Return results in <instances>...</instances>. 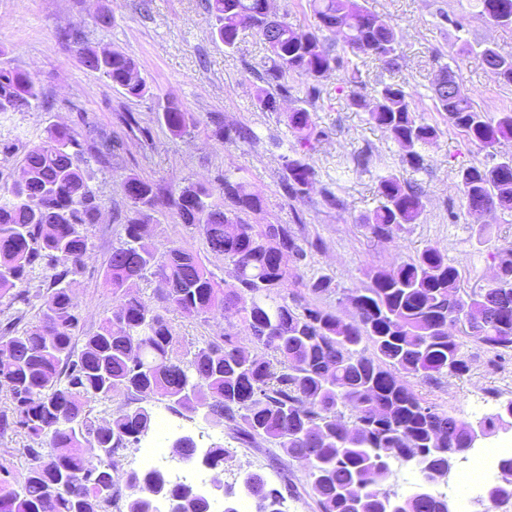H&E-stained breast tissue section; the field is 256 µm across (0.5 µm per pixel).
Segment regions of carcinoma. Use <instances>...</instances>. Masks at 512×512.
Listing matches in <instances>:
<instances>
[{
    "label": "carcinoma",
    "instance_id": "obj_1",
    "mask_svg": "<svg viewBox=\"0 0 512 512\" xmlns=\"http://www.w3.org/2000/svg\"><path fill=\"white\" fill-rule=\"evenodd\" d=\"M265 0H204L211 18V39L224 49L237 47L240 32L254 30L268 51L266 83L273 91L259 95L266 112L278 111L282 83L296 75L305 88L299 102L320 97V81L346 70L349 58L324 47L321 33L338 32L344 47L366 54L389 69L399 66V36L390 21L358 0H309L315 24L296 31L285 20L270 22ZM488 22L512 26V0H477ZM70 49L87 69L106 78L128 97L147 89L135 60L123 53L91 46L79 32L67 35ZM481 56L500 80L512 83V53L485 46ZM454 70L441 68L433 84L436 109L448 128L480 149L492 152L512 137V111L493 116L479 111L460 82L453 93L440 84ZM41 88L17 67L0 66V109L30 112L39 107ZM350 104L369 112L404 151L407 163L423 165L421 149L440 133L416 112L412 95L399 83H382L369 105L350 94ZM168 131L179 136L195 125L194 116L170 102L162 112ZM287 126L297 146L283 156L284 189L304 200L315 172L302 150L326 135L310 111L288 112ZM215 136L244 142L258 138L248 126L232 130L216 123ZM88 157L77 132L50 124L20 160L22 182L0 185V300L8 299L7 322L0 333V389L8 402L0 408V436L12 432L27 445L19 449L18 472L0 464V512H113L120 496L113 474L122 452L139 444L155 425L143 403L164 400L190 418L225 426L248 448L257 440L284 452L275 457L281 485L267 488L264 477L244 472L245 491L257 512H283L287 498L307 485L319 512H441L445 498L416 490L400 497L369 484L380 469L385 480L394 462L412 465L421 482L433 485L466 456L476 429L485 435L512 429V397L499 400L492 417L472 421L440 408L412 390L404 378L434 381L461 377L469 369L465 341L496 354L512 351V249L497 250L495 279L485 288H460L459 269L448 255L426 247L419 253L370 271L369 281L348 295L354 314L347 319L322 305L329 291L326 277L303 281L307 249L289 224H250L249 212L262 209L260 196L241 178L224 177L221 200L201 184L161 194L149 179L127 177L123 191L130 203L124 236L112 246L105 284L120 305L111 309L99 330L77 346L81 315L73 302L69 276L83 268L90 248L88 226L100 217L97 190L88 183ZM458 189L473 211L495 203L512 210V166L496 162L462 167ZM380 204L364 223L381 239H393L424 209L417 186L394 175L379 181ZM177 215L188 233L198 235L208 251L224 256L232 281L217 277L200 253L185 242L159 250L149 247L140 227ZM288 254L291 263L280 255ZM171 284L150 298L128 288L146 277ZM49 299L36 305L41 287ZM253 295L240 308V294ZM37 309L36 321H26ZM206 319L218 312L250 329L254 352L247 353L230 333L200 336L183 347L167 314ZM125 403L112 411L109 425L92 416L91 403L110 402L116 393ZM299 465L305 482H295ZM509 477L484 488L478 512L512 504V456L499 462ZM126 512H158L149 491L159 488L180 512H211L208 497L189 486L169 485L159 471L130 472Z\"/></svg>",
    "mask_w": 512,
    "mask_h": 512
}]
</instances>
